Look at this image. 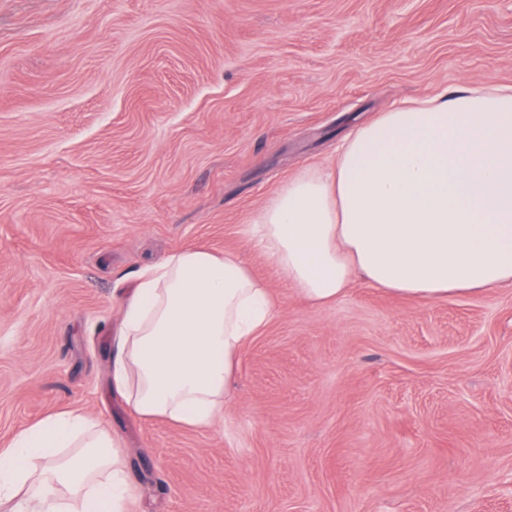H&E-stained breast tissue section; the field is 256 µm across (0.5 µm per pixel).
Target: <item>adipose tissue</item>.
Masks as SVG:
<instances>
[{
    "instance_id": "1",
    "label": "adipose tissue",
    "mask_w": 512,
    "mask_h": 512,
    "mask_svg": "<svg viewBox=\"0 0 512 512\" xmlns=\"http://www.w3.org/2000/svg\"><path fill=\"white\" fill-rule=\"evenodd\" d=\"M244 233L305 302L355 279L426 303L512 286V84L465 85L358 126L329 168L280 184ZM278 310L237 254L170 253L142 268L122 308L112 383L144 418L224 419L245 344ZM121 445L77 410L0 449L11 512H128Z\"/></svg>"
}]
</instances>
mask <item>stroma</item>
<instances>
[{"mask_svg":"<svg viewBox=\"0 0 512 512\" xmlns=\"http://www.w3.org/2000/svg\"><path fill=\"white\" fill-rule=\"evenodd\" d=\"M512 84V0H0V448L81 411L132 512H512V287L300 301L243 227L359 122ZM237 253L275 318L208 429L112 387L135 275Z\"/></svg>","mask_w":512,"mask_h":512,"instance_id":"35a3bbf8","label":"stroma"}]
</instances>
